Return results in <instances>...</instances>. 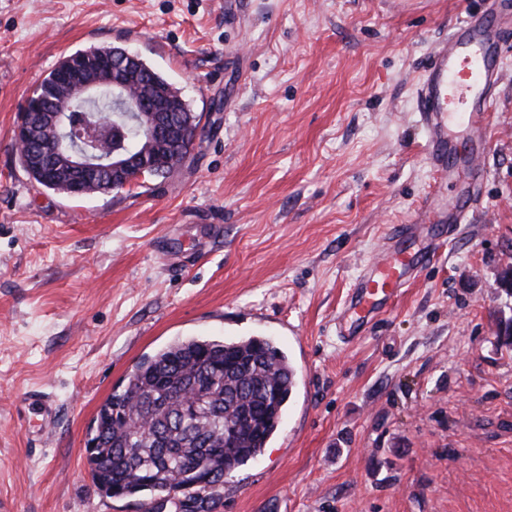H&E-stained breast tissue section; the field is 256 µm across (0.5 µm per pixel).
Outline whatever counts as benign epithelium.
<instances>
[{
	"instance_id": "obj_1",
	"label": "benign epithelium",
	"mask_w": 512,
	"mask_h": 512,
	"mask_svg": "<svg viewBox=\"0 0 512 512\" xmlns=\"http://www.w3.org/2000/svg\"><path fill=\"white\" fill-rule=\"evenodd\" d=\"M105 92L112 95L117 114H103L91 123L86 115L71 111V103H94ZM172 132L158 124L130 87L123 63L101 59L62 70L49 93L35 90L18 117L13 138L21 149L32 142L34 151L59 159L46 168L44 178L70 174L71 194L80 196L89 176L109 174L111 191L168 169L171 161L165 153Z\"/></svg>"
}]
</instances>
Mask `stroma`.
Instances as JSON below:
<instances>
[{
	"label": "stroma",
	"instance_id": "1",
	"mask_svg": "<svg viewBox=\"0 0 512 512\" xmlns=\"http://www.w3.org/2000/svg\"><path fill=\"white\" fill-rule=\"evenodd\" d=\"M485 0H0V512H147L86 440L135 365L188 337L271 339L297 381L211 512H512V35L477 167H431L417 83ZM136 52L201 118L191 162L48 190L13 129L63 57ZM472 205L360 339L336 313L385 229ZM39 392L51 423L22 411Z\"/></svg>",
	"mask_w": 512,
	"mask_h": 512
}]
</instances>
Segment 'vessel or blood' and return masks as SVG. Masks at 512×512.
<instances>
[{
	"label": "vessel or blood",
	"mask_w": 512,
	"mask_h": 512,
	"mask_svg": "<svg viewBox=\"0 0 512 512\" xmlns=\"http://www.w3.org/2000/svg\"><path fill=\"white\" fill-rule=\"evenodd\" d=\"M501 39V27L489 21L458 23L434 48L420 78L418 112L427 131L429 160L442 179L472 165L489 144L484 119L502 69ZM467 202L462 196L451 206L435 196L428 222L388 227L381 257L360 270L336 316L340 339L361 337L416 280L444 243L441 227L461 223Z\"/></svg>",
	"instance_id": "vessel-or-blood-1"
}]
</instances>
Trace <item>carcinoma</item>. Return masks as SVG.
Listing matches in <instances>:
<instances>
[{"instance_id": "1", "label": "carcinoma", "mask_w": 512, "mask_h": 512, "mask_svg": "<svg viewBox=\"0 0 512 512\" xmlns=\"http://www.w3.org/2000/svg\"><path fill=\"white\" fill-rule=\"evenodd\" d=\"M138 67L145 86L179 98L163 75L143 61ZM172 119L184 132L173 154L178 165L200 136L201 118L184 103ZM19 158L39 185L69 193L66 182L44 180L27 154ZM295 380L288 357L266 338L193 337L161 348L97 412L87 441L95 484L110 498L182 492L211 508L206 491L262 454Z\"/></svg>"}]
</instances>
